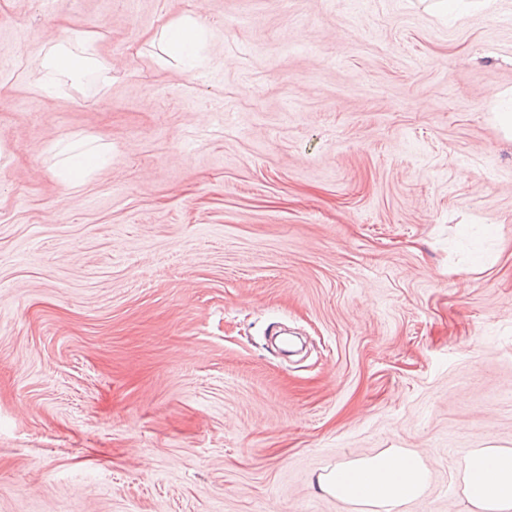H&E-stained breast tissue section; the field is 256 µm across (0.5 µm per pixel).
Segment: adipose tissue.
<instances>
[{
    "mask_svg": "<svg viewBox=\"0 0 512 512\" xmlns=\"http://www.w3.org/2000/svg\"><path fill=\"white\" fill-rule=\"evenodd\" d=\"M199 19L188 16L168 25L163 37L185 67L196 65L195 45L201 35ZM43 67L45 87H55L60 77L73 80L101 70L97 39L85 35L78 50L58 44L48 51ZM430 470L422 457L401 448L337 463L316 478L318 492L361 506L367 512H399L427 488ZM462 494L470 512H512V448H475L465 457Z\"/></svg>",
    "mask_w": 512,
    "mask_h": 512,
    "instance_id": "adipose-tissue-1",
    "label": "adipose tissue"
}]
</instances>
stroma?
Masks as SVG:
<instances>
[{
	"mask_svg": "<svg viewBox=\"0 0 512 512\" xmlns=\"http://www.w3.org/2000/svg\"><path fill=\"white\" fill-rule=\"evenodd\" d=\"M434 2L0 0V512H358L313 481L389 448L404 512H469L512 448V0ZM202 32V24L195 17H184L163 30V39L169 48L180 56L186 68L196 65L195 44ZM79 53H74L69 47L57 44L48 51L43 68L44 88H53L59 77L79 80L87 72L103 69V63L97 52V38L94 35H84L79 42ZM105 161L97 151L82 150L69 154L64 162L62 182L67 187L77 185L91 169L98 168ZM462 494L470 512L512 510V448H474L465 457Z\"/></svg>",
	"mask_w": 512,
	"mask_h": 512,
	"instance_id": "1",
	"label": "stroma"
}]
</instances>
